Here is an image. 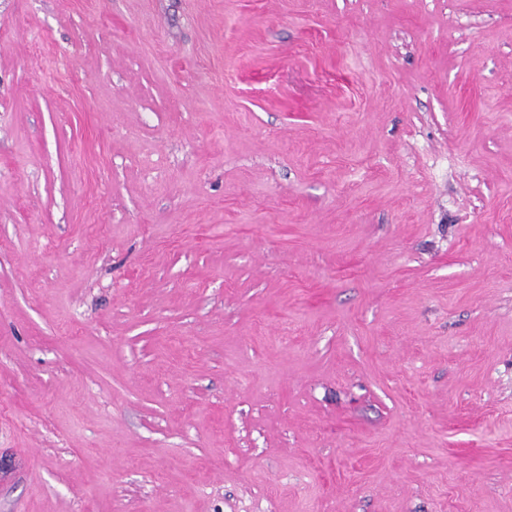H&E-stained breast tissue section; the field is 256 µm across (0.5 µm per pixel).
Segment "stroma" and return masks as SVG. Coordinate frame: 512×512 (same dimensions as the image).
I'll list each match as a JSON object with an SVG mask.
<instances>
[{"instance_id": "stroma-1", "label": "stroma", "mask_w": 512, "mask_h": 512, "mask_svg": "<svg viewBox=\"0 0 512 512\" xmlns=\"http://www.w3.org/2000/svg\"><path fill=\"white\" fill-rule=\"evenodd\" d=\"M0 512H512V0H0Z\"/></svg>"}]
</instances>
